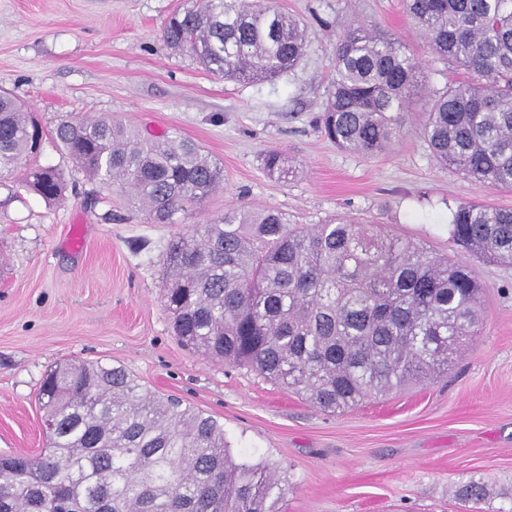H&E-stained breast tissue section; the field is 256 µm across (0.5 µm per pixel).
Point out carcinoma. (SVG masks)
I'll use <instances>...</instances> for the list:
<instances>
[{"mask_svg":"<svg viewBox=\"0 0 512 512\" xmlns=\"http://www.w3.org/2000/svg\"><path fill=\"white\" fill-rule=\"evenodd\" d=\"M442 63L470 80L435 88L400 42L361 25L336 41V79L318 118L337 148L375 155L418 131L436 160L489 189H512V0H405ZM163 45L226 80L259 82L298 65L305 30L272 0H190L161 30ZM39 124L0 88V172L36 153ZM52 134L78 171L124 188L154 224H173L224 186V167L194 143L142 135L106 117H57ZM266 173L286 181L289 157ZM18 187L48 202L61 173L25 169ZM452 241L512 263V211L448 207ZM476 270L349 217L288 223L277 209L230 207L175 237L164 306L187 347L246 366L318 408L340 413L372 395L429 382L481 326ZM48 448L0 456V512H281L285 488L266 462L235 461L223 427L150 391L126 368L64 364L43 380ZM487 499L473 479L456 490Z\"/></svg>","mask_w":512,"mask_h":512,"instance_id":"obj_1","label":"carcinoma"}]
</instances>
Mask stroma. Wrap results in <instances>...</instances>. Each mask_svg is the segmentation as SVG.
Wrapping results in <instances>:
<instances>
[{
    "label": "stroma",
    "mask_w": 512,
    "mask_h": 512,
    "mask_svg": "<svg viewBox=\"0 0 512 512\" xmlns=\"http://www.w3.org/2000/svg\"><path fill=\"white\" fill-rule=\"evenodd\" d=\"M183 2L0 0V87L34 112L45 132L36 162L65 183L63 201L49 203L9 198L19 176L0 177V454L43 453L47 371L102 361L212 416L235 458L276 467L284 512H512V264L455 245L446 209H512V190L440 165L416 128L370 157L338 149L314 122L353 22L401 41L435 87L463 73L435 61L403 0H276L306 27L303 60L272 81H229L164 47L161 27ZM60 113L198 143L223 164L224 188L175 224L149 223L117 187L90 203L97 184L50 137ZM271 150L294 159V178L266 174ZM229 207L275 208L294 224L347 215L474 267L485 286L479 336L447 376L341 414L184 347L162 302L166 249ZM471 479L488 499L456 496Z\"/></svg>",
    "instance_id": "35a3bbf8"
}]
</instances>
